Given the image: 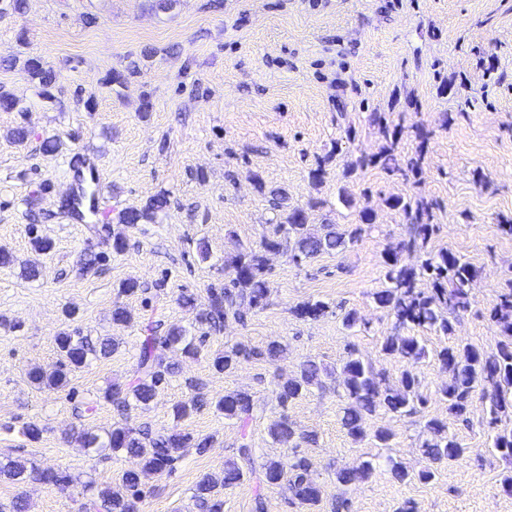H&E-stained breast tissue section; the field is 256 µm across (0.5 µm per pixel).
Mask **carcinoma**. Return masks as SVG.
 Here are the masks:
<instances>
[{"mask_svg":"<svg viewBox=\"0 0 512 512\" xmlns=\"http://www.w3.org/2000/svg\"><path fill=\"white\" fill-rule=\"evenodd\" d=\"M30 74L47 87L53 81V73L38 57L27 60ZM371 122L377 126L381 145L372 153H362L352 165V170L379 168L388 176H400L412 181L414 193L410 196H392L387 205L403 217V235L395 247L384 256L387 287L375 293L376 304L391 315L399 328L408 333H396L385 338L382 350L408 362L416 363L426 356V348L411 331L435 330L445 336L453 335L454 320L467 310L469 294L467 286L478 276V270L450 250L434 251L430 244L437 232L436 211L441 203L422 189L424 163L428 143L434 132L423 127H413L415 149L405 154L400 149L404 126L384 112H373ZM169 206L166 193H158L140 208H129L118 215L120 224H146L156 214ZM360 223L355 226L322 224L313 232L307 224V212L302 207L288 210L284 220L272 225L263 235L259 248L243 247L225 260L229 280L220 288L211 287L205 302L197 303L192 294L182 293L178 301L196 310L198 336H190L179 327H170L157 333L158 325L149 327L148 336L137 344L135 378L129 383L113 382L103 391L101 399L112 404L124 419H130L136 410L149 408L159 390L169 382L178 366L167 361V353L179 351L187 357L200 354L206 337L223 330L234 320L242 323L247 313L261 307L267 298L269 268L266 254L270 252L288 255V259L300 266L321 254L337 253L346 249L360 237L364 224L374 221L371 210L359 212ZM89 230L111 242L112 254L119 256L127 249V240L112 233L109 224H91ZM415 254L421 261L407 264L404 255ZM428 279L429 291L419 288V282ZM329 306L322 301H307L296 305L294 315L303 320H316L328 312ZM490 318L500 331V339L494 349L479 350L469 344L454 343L442 348L438 358L448 373V383L440 389V398L448 405V414L463 422L475 399L488 405V426L493 432L492 447L506 459H512V428H500L504 420L512 421V283L503 289L498 302L490 310ZM59 360L51 370L33 366L27 371L28 380L42 388L60 389L68 384L70 376L85 368L92 361L109 357L116 344L110 336H91L76 327L55 336ZM285 351V345L270 342L263 350L237 344L212 359L213 367L222 372L231 371L243 360L266 358L276 360ZM336 376L342 387L346 403L341 425L355 441L367 437L366 420L378 414L392 416L411 415L424 404L418 392L419 381L415 373L406 369L394 385L375 372L355 353H350L332 374L312 360L304 362L299 371L277 384L276 400L284 408L302 397L310 387L322 386L321 377ZM208 405L224 413L229 419L243 422L263 411L260 403L245 391L224 394L210 400L197 393L175 406L179 419ZM429 438L422 443V454L433 462L460 459L465 449L457 439L448 434V423L431 418L425 423ZM269 435L280 444H289L296 438V430L288 417L281 414L271 420ZM75 441L89 456H109L124 452L139 459L141 469L128 470L120 478L117 487L93 488L89 497L81 503L80 512H138L142 499L141 475L145 472L163 473L172 469L188 448L200 454L207 451L210 441L197 439L177 428L155 432L149 426L134 427L128 423L108 428H84ZM239 461L224 466L221 475H206L194 488L193 498L199 512H223L224 500L221 489L240 481L245 473H254L253 448L244 440L238 446ZM373 465L369 461L358 467L336 473V483L348 486L369 479ZM0 476L21 483L27 479L52 483L62 489L70 486L73 478L65 470L45 472L34 462L9 460L0 465ZM264 483L287 487L290 499L313 512L322 502L323 486L312 476L311 463L305 457H295L287 462L270 461L262 466Z\"/></svg>","mask_w":512,"mask_h":512,"instance_id":"obj_1","label":"carcinoma"}]
</instances>
